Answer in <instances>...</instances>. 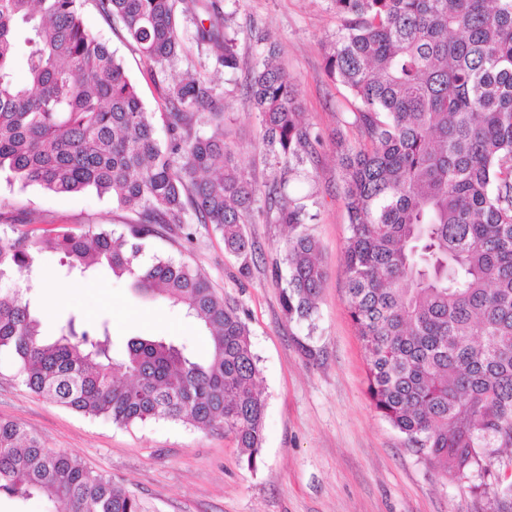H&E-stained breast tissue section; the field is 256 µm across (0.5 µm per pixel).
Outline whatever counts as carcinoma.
Segmentation results:
<instances>
[{"instance_id": "cac0c4a2", "label": "carcinoma", "mask_w": 512, "mask_h": 512, "mask_svg": "<svg viewBox=\"0 0 512 512\" xmlns=\"http://www.w3.org/2000/svg\"><path fill=\"white\" fill-rule=\"evenodd\" d=\"M84 0H0V171L56 194L93 188L133 217L123 231L67 224L0 207V351L33 393L127 426L181 420L222 428L256 466L265 400L249 329L207 277L171 258L136 273L145 242L166 230L192 239L188 213L224 236L250 273L245 225L264 192L276 222L314 219L309 197L289 193L321 144L269 45L248 75L265 154V189L238 169L225 141L224 96L189 73L160 87L165 141L110 48L83 25ZM140 54L161 64L182 49L180 16L202 9L197 30L215 64L239 57L216 0H97ZM343 32L328 77L357 101L361 140L341 156L350 222L346 304L363 342L367 391L381 417L442 477L488 493L500 448H512V0H330ZM27 48V79L11 63ZM206 119L210 132L194 131ZM31 229L19 231L16 225ZM60 255L69 273L100 265L181 308L209 332L206 355L162 337H133L112 356L107 322L71 315L47 339L32 299L38 257ZM282 308L314 314L325 272L308 235L288 238ZM26 272L18 281L14 272ZM481 479L474 483L472 479ZM46 492L58 512H143L112 479L47 450L21 424L0 420V495ZM493 512H512V480L497 479Z\"/></svg>"}]
</instances>
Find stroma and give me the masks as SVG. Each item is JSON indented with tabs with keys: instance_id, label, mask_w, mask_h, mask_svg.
Instances as JSON below:
<instances>
[{
	"instance_id": "obj_1",
	"label": "stroma",
	"mask_w": 512,
	"mask_h": 512,
	"mask_svg": "<svg viewBox=\"0 0 512 512\" xmlns=\"http://www.w3.org/2000/svg\"><path fill=\"white\" fill-rule=\"evenodd\" d=\"M232 16L240 64L215 67L196 41L200 19L181 17L183 52L157 65L147 62L121 23L100 12L96 0L82 9L85 28L121 58L148 112L162 118L159 83L201 72L224 94V128L245 177L264 185L270 168L259 139L258 115L247 78L264 50L277 44L278 61L298 93L300 109L323 144L304 167L313 183L293 182L297 194L315 190L312 221L300 233L314 238L325 280L308 321L285 318L276 272L283 264L288 229L258 196L246 231L254 244L249 275L224 248L209 224L194 227L193 241L179 234L147 243L142 259L171 257L206 275L237 307L258 358L259 388L266 401L261 459L250 469L233 436L174 420L119 426L86 416L33 394L12 359L0 355V419L22 424L44 446L110 476L133 492L144 512H492L491 496L446 480L407 447L404 437L373 408L367 394L366 357L346 306L344 251L349 217L342 192L340 146L359 133L350 123L356 103L325 71V55L341 28L329 0H219ZM0 205L70 224L120 229L127 214L108 197L87 189L54 194L36 185L9 183L0 175ZM48 285L38 304L43 329L54 333L68 314L85 323L108 319L112 352L121 356L136 336H164L196 346L204 331L169 303L137 295L128 278L100 267L87 279L66 276L59 257L39 256ZM61 303H54L53 294ZM307 343L313 357L299 349Z\"/></svg>"
}]
</instances>
